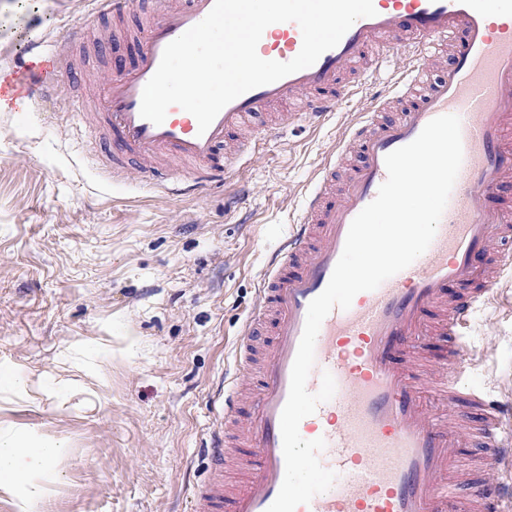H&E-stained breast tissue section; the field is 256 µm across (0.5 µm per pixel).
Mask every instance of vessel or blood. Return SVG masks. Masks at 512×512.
Listing matches in <instances>:
<instances>
[{"instance_id":"obj_1","label":"vessel or blood","mask_w":512,"mask_h":512,"mask_svg":"<svg viewBox=\"0 0 512 512\" xmlns=\"http://www.w3.org/2000/svg\"><path fill=\"white\" fill-rule=\"evenodd\" d=\"M151 3L142 32L130 37L135 62L115 58L95 97L112 139L101 163L117 180L131 163L148 179L170 164L162 188L172 196L191 180H225L251 152L243 125L266 106L304 101L255 139L302 120L323 124L388 60H403L406 78L402 91L376 92L375 111L353 116L348 149L316 174L259 279V303L235 346L236 373L217 397L224 432L205 444L210 477L190 487V512H266L277 497L285 474L280 418L308 306L328 285L353 219L386 180V155L446 114L461 120L463 161L431 245L321 325L307 388L317 391L327 371L336 392L299 433L325 439L319 459L337 479L296 512H512V403L472 385L462 339L512 265V0H373L375 16L358 19L312 66L244 93L203 133L180 107L156 125L140 106L164 48L214 0ZM301 47L299 25L282 22L265 29L257 53L287 62ZM31 53L38 80L15 77L18 91L82 111L59 82L66 50L37 45ZM350 152L357 161L348 166ZM474 440L491 478L471 480L460 467Z\"/></svg>"}]
</instances>
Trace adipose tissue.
<instances>
[{
	"instance_id": "obj_1",
	"label": "adipose tissue",
	"mask_w": 512,
	"mask_h": 512,
	"mask_svg": "<svg viewBox=\"0 0 512 512\" xmlns=\"http://www.w3.org/2000/svg\"><path fill=\"white\" fill-rule=\"evenodd\" d=\"M63 451L60 444L21 436L9 441L0 439V490H24L17 512H35L42 489L32 478L51 466Z\"/></svg>"
}]
</instances>
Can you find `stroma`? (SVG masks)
Returning a JSON list of instances; mask_svg holds the SVG:
<instances>
[{"mask_svg": "<svg viewBox=\"0 0 512 512\" xmlns=\"http://www.w3.org/2000/svg\"><path fill=\"white\" fill-rule=\"evenodd\" d=\"M93 0H0V80L30 45L82 46ZM98 19L80 94L116 53ZM372 94L317 128L259 141L233 183L174 199L138 171L105 188L84 124L50 103L0 112V434L62 443L37 512H185L207 474L209 403L257 302V280L325 158ZM471 381L512 398V274L466 330Z\"/></svg>", "mask_w": 512, "mask_h": 512, "instance_id": "obj_1", "label": "stroma"}]
</instances>
